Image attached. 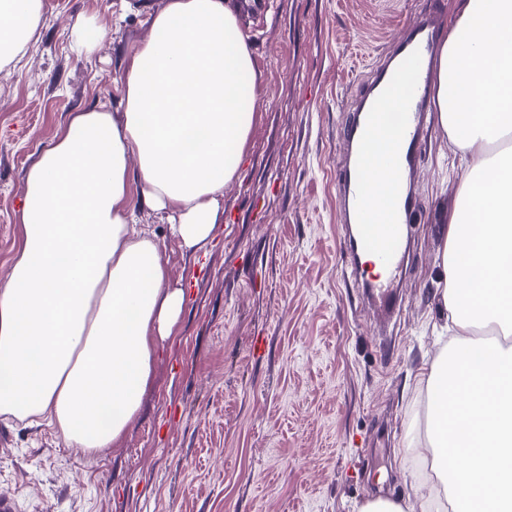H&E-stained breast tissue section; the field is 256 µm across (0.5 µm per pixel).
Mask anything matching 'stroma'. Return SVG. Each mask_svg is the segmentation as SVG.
<instances>
[{
	"instance_id": "stroma-1",
	"label": "stroma",
	"mask_w": 512,
	"mask_h": 512,
	"mask_svg": "<svg viewBox=\"0 0 512 512\" xmlns=\"http://www.w3.org/2000/svg\"><path fill=\"white\" fill-rule=\"evenodd\" d=\"M26 58L0 71V279L19 242L24 173L72 114L119 111L123 58L166 0H42ZM453 0H247L242 32L259 118L213 241L190 256L166 213L140 209L191 299L142 408L93 454L53 427L0 416V496L11 512H358L414 498L411 420L444 339L439 218L465 167L438 122L424 129L421 206L389 315L347 273L334 193L339 131L404 22ZM95 19L87 57L71 30Z\"/></svg>"
}]
</instances>
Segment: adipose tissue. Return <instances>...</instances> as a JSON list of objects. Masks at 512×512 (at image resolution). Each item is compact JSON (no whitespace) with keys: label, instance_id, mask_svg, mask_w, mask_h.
<instances>
[{"label":"adipose tissue","instance_id":"obj_1","mask_svg":"<svg viewBox=\"0 0 512 512\" xmlns=\"http://www.w3.org/2000/svg\"><path fill=\"white\" fill-rule=\"evenodd\" d=\"M240 0H167L124 60L121 111L77 112L24 176L18 248L0 281V415L45 420L70 446L116 445L187 305L134 208L168 214L189 251L221 221L257 120ZM42 0H0V68L27 56ZM468 158L443 215L447 346L421 375L408 449L430 488L360 512H512V0H458L433 86Z\"/></svg>","mask_w":512,"mask_h":512}]
</instances>
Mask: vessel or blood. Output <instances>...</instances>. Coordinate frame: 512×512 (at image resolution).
<instances>
[{
    "mask_svg": "<svg viewBox=\"0 0 512 512\" xmlns=\"http://www.w3.org/2000/svg\"><path fill=\"white\" fill-rule=\"evenodd\" d=\"M438 30V19L429 13L405 29L392 53L372 67L340 130L347 152L339 167L336 194L344 223L356 228L345 246L350 254L373 256L384 268V276L365 284L369 296L383 307L395 303L399 269L408 248V226L416 222L420 211L414 178L430 110L429 62ZM401 85L406 88L404 97L392 115H385L382 102ZM385 127L394 132L395 145L373 169L366 153L374 135ZM379 175L386 178L391 195L392 210L384 224L375 223L370 206L372 186Z\"/></svg>",
    "mask_w": 512,
    "mask_h": 512,
    "instance_id": "b4317fda",
    "label": "vessel or blood"
}]
</instances>
